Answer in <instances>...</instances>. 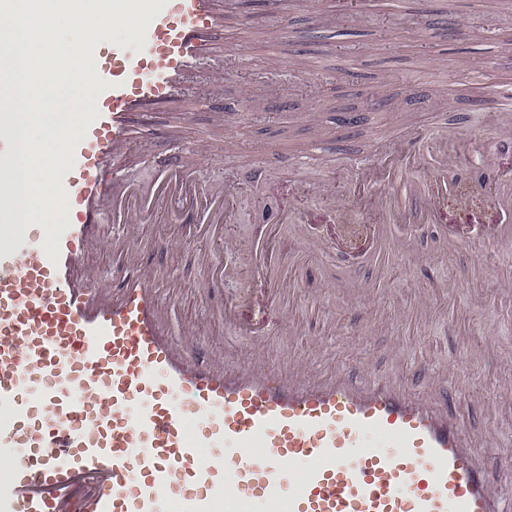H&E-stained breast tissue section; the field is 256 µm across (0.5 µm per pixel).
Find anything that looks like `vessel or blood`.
I'll list each match as a JSON object with an SVG mask.
<instances>
[{"label": "vessel or blood", "instance_id": "1", "mask_svg": "<svg viewBox=\"0 0 512 512\" xmlns=\"http://www.w3.org/2000/svg\"><path fill=\"white\" fill-rule=\"evenodd\" d=\"M222 0H164L144 45L98 44L107 87L62 174L69 224L19 234L17 187L2 172L15 133L0 116V512H512V487L489 481L484 449L447 397H411L385 382L339 375L293 380L199 358V335L174 343L152 276L125 272L111 287L87 263L109 247L107 224H141L162 207L203 234L224 223L233 193L178 168L148 187L120 180L138 144L137 113L175 99L205 48L223 52ZM403 205L436 213L449 197L499 205L503 180L466 185L440 166L422 186L392 180ZM282 211L259 219L256 266Z\"/></svg>", "mask_w": 512, "mask_h": 512}]
</instances>
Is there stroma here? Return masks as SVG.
Masks as SVG:
<instances>
[{
	"label": "stroma",
	"mask_w": 512,
	"mask_h": 512,
	"mask_svg": "<svg viewBox=\"0 0 512 512\" xmlns=\"http://www.w3.org/2000/svg\"><path fill=\"white\" fill-rule=\"evenodd\" d=\"M224 37L239 51L205 56L179 105L148 113L146 126L169 136L141 142L122 173L149 184L174 161L194 164L199 181L235 186L227 223L207 239L183 225L169 251L155 245L167 213L138 226L135 246L117 225L105 236L157 276L174 338L197 326L210 352L233 351L244 365L285 372L303 359L317 375L365 369L419 396L454 390L452 412L486 446L488 479L502 483L512 471V240L482 233L503 216L454 199L439 222L406 210L389 223L362 188L381 180V155L405 178L431 176L427 148L401 145L409 126L466 141L452 167L460 178L512 168V133L489 124L495 89L512 88V0H363L353 13L325 0H242ZM251 165L259 180L244 179ZM325 188L359 216L352 229L328 221ZM270 205L304 209L309 221L278 225L282 284L269 299L253 246L255 216ZM227 261L239 278L225 295L204 294ZM243 294L237 325H225V296Z\"/></svg>",
	"instance_id": "stroma-1"
}]
</instances>
